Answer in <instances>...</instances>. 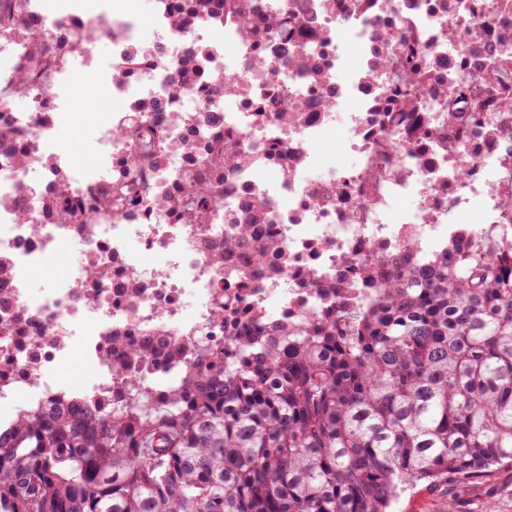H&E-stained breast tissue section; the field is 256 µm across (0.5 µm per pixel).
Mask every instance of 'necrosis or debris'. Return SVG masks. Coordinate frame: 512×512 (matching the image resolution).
I'll list each match as a JSON object with an SVG mask.
<instances>
[{
  "mask_svg": "<svg viewBox=\"0 0 512 512\" xmlns=\"http://www.w3.org/2000/svg\"><path fill=\"white\" fill-rule=\"evenodd\" d=\"M467 2L294 0L297 37L315 46L322 84L314 87L304 69L278 63L275 47H268L264 56L254 55L233 23H223L220 42L210 37L213 23L172 25L167 0H156L151 20L155 46L138 60L132 50L141 39V21L112 13L103 2L53 10L47 0H28L31 14L54 41L70 42L82 23L95 24L98 35L83 40L63 65L46 69L29 85L26 110L11 111V126L27 135L30 164L19 162L14 140L0 141V254L11 265L9 277L0 281V405L38 407L75 391L108 411L118 386L112 361L124 354L115 335L137 342L165 330L185 339L224 340V324L213 311L224 278L212 266L210 253L223 240L225 225L209 220L182 224L154 210L99 213L88 223L72 224L45 212L43 201L57 186L54 180L37 179L36 173L43 157L57 164L66 161L49 148L70 117L65 94L76 73L96 76L116 109L100 123L95 167L71 170L72 202H81L89 187L108 184L127 148L113 131L126 123L127 108L141 99L160 102L157 117L178 139L194 141L208 133L209 113L220 112L225 131L246 144L282 148V157L268 159L253 175L231 169L224 179L235 186L240 200L264 199L270 216L267 231L291 259L287 272L272 277L255 272L236 292L245 305L261 306L275 319L288 318L301 303L318 305L316 292L304 282L335 272L342 256L363 258L376 246L390 251L409 235L425 251L439 250L453 235L457 216L475 207L483 223L512 224V210L502 206L512 194V166L502 162L512 153L511 140L492 141L481 134L447 142L435 138L423 158L414 147L425 127L445 124L447 104L435 95V87L449 81L466 85L461 60L475 66L488 60L489 46L512 44V9L503 8L502 0H479L481 9L474 14ZM313 16L319 20L314 28L308 24ZM452 19L464 27H480L484 47L450 38ZM386 31L415 35L427 61L420 120L405 128L393 150L379 146L383 104L402 85L398 61L384 57L381 35ZM103 40L112 47L107 64L99 52ZM202 46L208 50L209 76L236 72L253 85L303 100L304 120L273 126L257 120L251 101H210L178 89L177 64ZM133 59L137 76L115 78V71H126ZM329 93L336 101L332 108L324 104ZM332 138L355 157L353 166L332 165L314 152V144ZM462 161L469 169L460 179L454 168ZM20 198L30 216L25 223L16 208ZM71 243L80 250L68 258L62 249ZM91 261L99 265L100 275H88ZM59 263L65 269L48 288H29L34 272ZM132 270L139 274L140 291L130 299L124 280ZM48 327L55 331L49 340L43 337ZM77 358L91 368V375L76 385L59 380V368Z\"/></svg>",
  "mask_w": 512,
  "mask_h": 512,
  "instance_id": "necrosis-or-debris-1",
  "label": "necrosis or debris"
}]
</instances>
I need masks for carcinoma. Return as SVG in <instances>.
Wrapping results in <instances>:
<instances>
[{
    "label": "carcinoma",
    "mask_w": 512,
    "mask_h": 512,
    "mask_svg": "<svg viewBox=\"0 0 512 512\" xmlns=\"http://www.w3.org/2000/svg\"><path fill=\"white\" fill-rule=\"evenodd\" d=\"M207 2L170 0L169 14L177 25L199 21ZM292 2L262 17L223 0L224 18L248 31L255 53L272 39L281 58L300 61L314 51L295 36ZM17 17L14 34L26 45L19 95L65 48L40 34L27 0H0V22ZM390 42L407 92L384 106L385 149L415 118L426 67L416 38ZM493 53L494 66L472 75L469 89H439L447 139L468 135L489 111L512 110V46ZM204 55L182 61L178 86L199 84ZM203 91L209 100H254L264 122L304 118L301 102L256 100L238 76L215 77ZM157 109L142 101L116 128L128 151L112 169L115 188L95 187L78 206L56 170L45 210L84 224L96 211L150 206L182 221L222 199L232 228L210 259L224 283L256 266L287 270L288 254L262 228L265 202L249 201L238 216L231 184L193 178L164 191L157 182L174 151L214 172L252 170L264 158L219 133L174 139L147 117ZM309 286L334 308L303 307L277 321L222 292L216 314L232 330L223 344L166 336L181 371L176 386L148 382L152 345L140 343L112 365L125 393L111 413L77 395L17 411L0 425V512H389L420 481L512 465V238L500 226H461L431 253L407 239L398 254L347 258L339 274Z\"/></svg>",
    "instance_id": "carcinoma-1"
}]
</instances>
